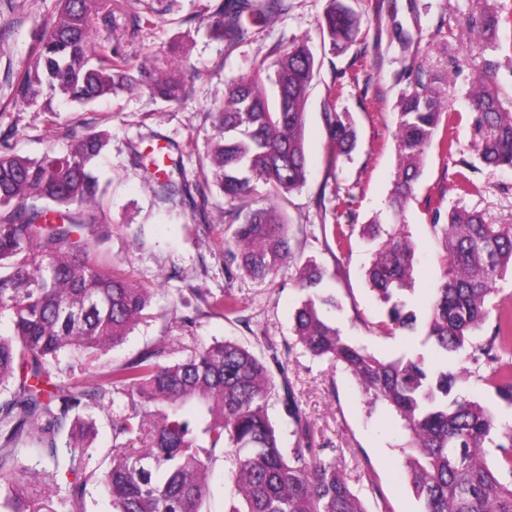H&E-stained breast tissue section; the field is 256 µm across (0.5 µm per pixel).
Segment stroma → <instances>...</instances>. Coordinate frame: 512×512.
Here are the masks:
<instances>
[{
    "mask_svg": "<svg viewBox=\"0 0 512 512\" xmlns=\"http://www.w3.org/2000/svg\"><path fill=\"white\" fill-rule=\"evenodd\" d=\"M219 3L162 0L160 14L139 30L131 12L117 17L115 45L123 53L147 58L162 77L193 68L191 89L180 102L162 101L145 90L88 105L57 95L49 99L47 111L38 112L19 97V83L34 57L38 31L57 16V0H0V145L34 158L47 145L63 151L74 136L106 131L110 148L97 173L107 187V227L92 243V255L111 260L152 295L151 319L108 353L75 362L70 382L93 385L109 367L149 349L175 346L186 356L197 344L224 338L265 359L283 352L293 340L292 314L303 298L299 269L308 262L326 271L323 286L339 303L330 317L343 336L388 360L420 350L421 333H379L383 308L365 281L371 245L356 237L348 252L327 248L320 227L334 222V196L352 197L357 223L377 215L385 223L405 225L416 247L412 299L418 306L443 275L441 244L430 229L435 213L466 209L480 212L489 224H512V168L480 162L481 134L468 97L477 78L475 62L495 59L499 96L512 108V48L496 51L485 39L462 32L466 14L497 10L512 0H347L362 23L340 55L319 26L328 0H284L282 11L232 46L207 29V18ZM301 42L311 49L317 73L305 106L306 182L279 202L292 228L293 255L265 282L242 274L229 282L224 278V198L215 185L196 179L214 134L207 108L223 97L228 82L248 76L256 62H275ZM415 67L439 77L449 110L461 113L463 120L453 153L429 150L414 199L395 217L388 200L398 171V104ZM331 112L348 114L357 129L358 144L350 156L334 159L329 154ZM159 142L168 146L189 184L188 196L168 202L154 196L135 154ZM463 169L477 192L456 190ZM228 294L237 312L227 317L210 303ZM274 378L292 385L314 446L335 449L367 512H418L401 468L406 433L393 412L369 406L341 365L298 347ZM90 415L88 466L103 468L113 443L111 402L93 406Z\"/></svg>",
    "mask_w": 512,
    "mask_h": 512,
    "instance_id": "obj_1",
    "label": "stroma"
}]
</instances>
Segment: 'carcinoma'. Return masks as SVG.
I'll return each mask as SVG.
<instances>
[{
  "mask_svg": "<svg viewBox=\"0 0 512 512\" xmlns=\"http://www.w3.org/2000/svg\"><path fill=\"white\" fill-rule=\"evenodd\" d=\"M124 0H61L55 21L40 34L34 61L19 92L29 106L44 91L86 104L132 89L165 102L185 95L192 73L157 77L143 61L92 40L94 18L112 26ZM283 0H237L217 8L213 37L231 44L266 24ZM497 12L466 19L467 28L497 43ZM360 20L345 0H329L323 31L333 50L344 51ZM274 97L266 87L265 61L227 86L208 113L219 140L201 164L230 208L225 279L239 271L264 281L292 255L291 227L278 207L284 194L306 180L305 104L317 72L315 57L300 43L275 62ZM498 62L484 59L470 93L482 140L479 158L489 167L512 168V110L496 87ZM455 116L441 86L414 74L400 101L396 142L399 172L389 203L403 212L427 152L452 153ZM335 157L350 154L357 132L346 116L329 114ZM109 146L103 131H87L65 152L50 148L38 158L0 149V318L12 324L0 336V512H79L87 483L112 500V512H203L208 474L216 453L224 456L233 487L224 512H367L336 458L312 444L310 425L294 390L276 391L271 365L233 341L203 344L183 359L174 347L153 349L102 374L96 387L51 381L67 372L65 360L94 357L120 345L150 317L149 290L109 261L91 257L89 233L105 223L106 189L92 171ZM157 198L182 195L159 156L134 150ZM435 214L431 229L443 249L444 272L426 310L425 340L432 355L379 359L346 340L326 312L336 297L320 291L325 270L306 264L298 286L306 291L292 318L295 344L315 358L343 366L370 406L390 407L403 422L402 467L420 512H512V424L461 391L472 371L448 367V355L476 368L478 381L512 406V313H498L492 335L472 336L489 318L496 279L512 268V224H488L477 212ZM373 244L365 271L369 287L386 306L378 328L385 335L417 330L419 313L405 299L411 290L415 249L408 233L379 217L369 223H337L338 249L354 232ZM116 407L114 443L107 467L86 472L90 444L77 431L79 412L105 397ZM281 403L293 426L292 446L281 444L270 409ZM75 480L50 489L28 464L30 449ZM494 461L487 459V449Z\"/></svg>",
  "mask_w": 512,
  "mask_h": 512,
  "instance_id": "cac0c4a2",
  "label": "carcinoma"
}]
</instances>
